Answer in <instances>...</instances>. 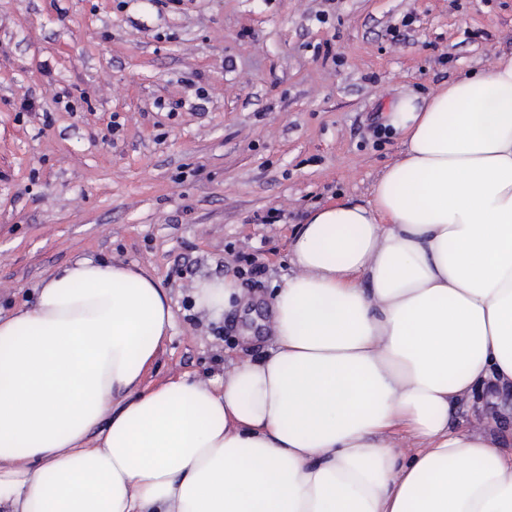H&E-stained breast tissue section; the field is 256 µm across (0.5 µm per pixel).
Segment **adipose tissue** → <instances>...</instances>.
Returning <instances> with one entry per match:
<instances>
[{"instance_id": "1", "label": "adipose tissue", "mask_w": 512, "mask_h": 512, "mask_svg": "<svg viewBox=\"0 0 512 512\" xmlns=\"http://www.w3.org/2000/svg\"><path fill=\"white\" fill-rule=\"evenodd\" d=\"M388 112L400 157L289 236L274 346L220 386L146 385L173 313L137 265L77 260L0 317V512H512V434L454 419L512 389V56Z\"/></svg>"}]
</instances>
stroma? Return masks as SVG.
Segmentation results:
<instances>
[{"label":"stroma","mask_w":512,"mask_h":512,"mask_svg":"<svg viewBox=\"0 0 512 512\" xmlns=\"http://www.w3.org/2000/svg\"><path fill=\"white\" fill-rule=\"evenodd\" d=\"M118 2L0 0V314L81 258L153 270L174 312L154 384L263 359L291 232L402 152L374 140L385 107L512 56V0ZM223 276L248 308L197 311Z\"/></svg>","instance_id":"obj_1"}]
</instances>
